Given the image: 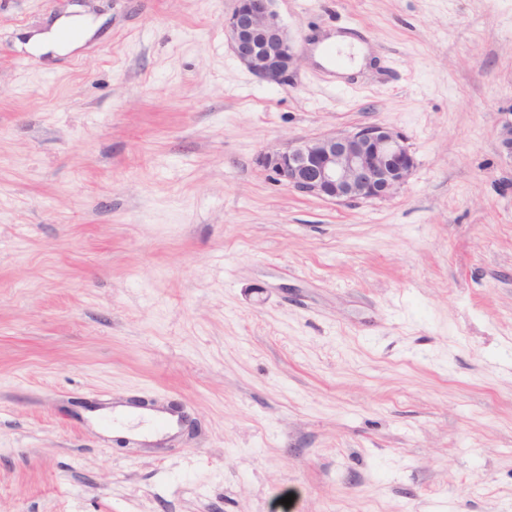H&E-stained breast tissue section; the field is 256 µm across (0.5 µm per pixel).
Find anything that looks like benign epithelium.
I'll return each instance as SVG.
<instances>
[{"mask_svg":"<svg viewBox=\"0 0 512 512\" xmlns=\"http://www.w3.org/2000/svg\"><path fill=\"white\" fill-rule=\"evenodd\" d=\"M272 3L235 0L234 9L224 15V36L251 73L286 86L297 53ZM257 160L279 184L339 204L389 199L408 183L417 166L404 136L379 123L289 141L259 153Z\"/></svg>","mask_w":512,"mask_h":512,"instance_id":"benign-epithelium-1","label":"benign epithelium"}]
</instances>
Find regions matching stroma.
Here are the masks:
<instances>
[{
    "label": "stroma",
    "mask_w": 512,
    "mask_h": 512,
    "mask_svg": "<svg viewBox=\"0 0 512 512\" xmlns=\"http://www.w3.org/2000/svg\"><path fill=\"white\" fill-rule=\"evenodd\" d=\"M75 4L92 36L28 46ZM233 6L0 0V512H512V0H275L286 87ZM368 123L417 161L388 200L256 161ZM132 399L197 426L74 408ZM274 0H235L224 15V36L238 61L256 77L287 86L297 53L276 11ZM134 414L150 427L149 431L142 435L141 442H157L180 427V414L170 407H143L135 410Z\"/></svg>",
    "instance_id": "obj_1"
}]
</instances>
